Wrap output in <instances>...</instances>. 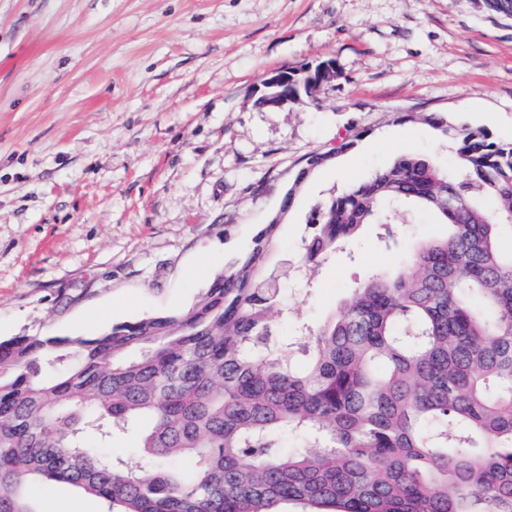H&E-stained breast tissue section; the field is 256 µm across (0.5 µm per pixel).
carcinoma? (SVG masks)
Masks as SVG:
<instances>
[{
    "instance_id": "1",
    "label": "carcinoma",
    "mask_w": 512,
    "mask_h": 512,
    "mask_svg": "<svg viewBox=\"0 0 512 512\" xmlns=\"http://www.w3.org/2000/svg\"><path fill=\"white\" fill-rule=\"evenodd\" d=\"M454 158L401 153L311 209L302 253L278 224L180 314L94 336L0 341V512L65 483L107 512H512V142L436 112ZM423 211L446 236L375 273L317 329L278 338L282 280ZM135 433L133 455L108 451ZM296 439L294 448L281 440Z\"/></svg>"
}]
</instances>
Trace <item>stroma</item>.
Returning <instances> with one entry per match:
<instances>
[{
    "mask_svg": "<svg viewBox=\"0 0 512 512\" xmlns=\"http://www.w3.org/2000/svg\"><path fill=\"white\" fill-rule=\"evenodd\" d=\"M333 61L316 100L263 107L270 72ZM420 112L512 141V18L475 0H0V340L91 336L181 313L278 209L296 165L316 170L273 250L334 186L409 148L453 157ZM430 217L383 250L365 226L311 287L282 285L319 325L372 274L444 235ZM46 512H104L62 484Z\"/></svg>",
    "mask_w": 512,
    "mask_h": 512,
    "instance_id": "35a3bbf8",
    "label": "stroma"
}]
</instances>
